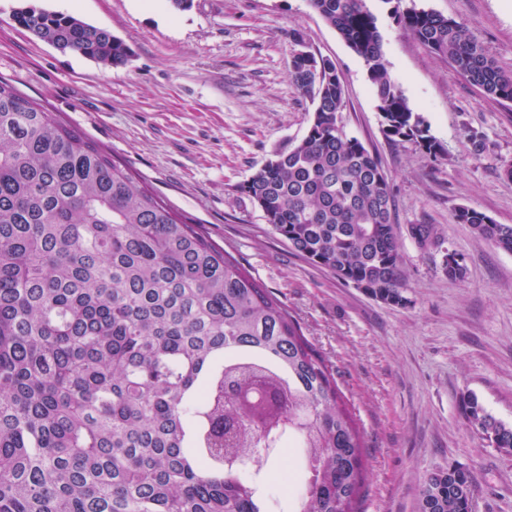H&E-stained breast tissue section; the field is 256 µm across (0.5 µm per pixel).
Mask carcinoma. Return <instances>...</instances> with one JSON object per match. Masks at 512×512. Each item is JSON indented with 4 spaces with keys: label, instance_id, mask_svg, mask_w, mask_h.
I'll list each match as a JSON object with an SVG mask.
<instances>
[{
    "label": "carcinoma",
    "instance_id": "carcinoma-1",
    "mask_svg": "<svg viewBox=\"0 0 512 512\" xmlns=\"http://www.w3.org/2000/svg\"><path fill=\"white\" fill-rule=\"evenodd\" d=\"M362 58L387 135L434 153L392 80L367 0H308ZM393 4L391 14L486 95L512 102L502 71L459 21ZM13 21L105 66L132 49L111 31L34 6ZM321 65L310 84L309 63ZM316 103L305 135L239 186L297 253L388 305L404 306L393 197L378 156L341 122L335 64L293 55ZM458 224L512 253V224L461 206ZM422 248L443 241L412 224ZM288 413L255 428L227 389L255 375ZM465 420L497 448L512 426L464 394ZM301 449L297 512H356L364 442L328 362L265 285L194 225L137 188L100 148L0 81V512H272L269 443ZM470 473L439 467L418 512H472Z\"/></svg>",
    "mask_w": 512,
    "mask_h": 512
}]
</instances>
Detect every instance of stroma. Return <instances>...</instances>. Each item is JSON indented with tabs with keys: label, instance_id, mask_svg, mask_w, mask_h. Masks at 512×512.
<instances>
[{
	"label": "stroma",
	"instance_id": "35a3bbf8",
	"mask_svg": "<svg viewBox=\"0 0 512 512\" xmlns=\"http://www.w3.org/2000/svg\"><path fill=\"white\" fill-rule=\"evenodd\" d=\"M463 22L512 72V0H404ZM62 11L108 29L134 55L106 67L60 52L17 27L15 8ZM384 58L440 147L432 155L383 132L363 60L307 0H0V80L105 150L179 219L198 225L264 283L328 361L364 433L357 512H418L435 468L468 469L472 512H512V454L464 420L471 392L512 425V254L454 221L459 207L512 224V102L485 95L368 0ZM300 32L344 82L345 131L373 149L391 185L408 299L391 306L307 261L239 186L306 133L310 98L289 75ZM413 224L435 225L460 254L419 247Z\"/></svg>",
	"mask_w": 512,
	"mask_h": 512
}]
</instances>
